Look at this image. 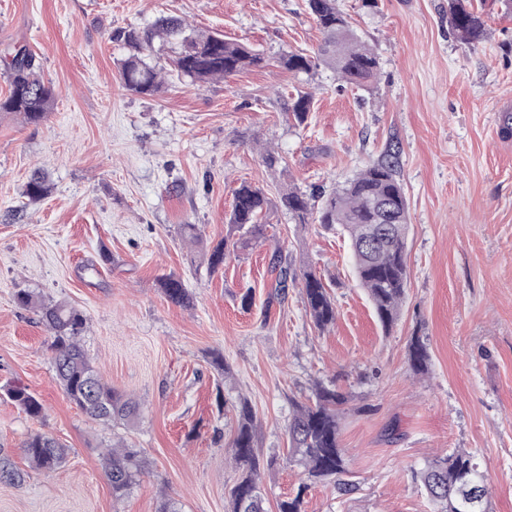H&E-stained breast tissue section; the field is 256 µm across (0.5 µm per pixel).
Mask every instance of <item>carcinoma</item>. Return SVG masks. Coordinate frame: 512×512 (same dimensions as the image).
Instances as JSON below:
<instances>
[{"label": "carcinoma", "instance_id": "obj_1", "mask_svg": "<svg viewBox=\"0 0 512 512\" xmlns=\"http://www.w3.org/2000/svg\"><path fill=\"white\" fill-rule=\"evenodd\" d=\"M307 9L323 34V42L314 54L289 52L280 58V66L290 72L307 73L321 62L332 68L339 79L359 86L374 82L379 67L376 55L350 29L347 14L337 0H306ZM448 28L462 43L475 46L486 40L488 30L483 14L474 0H448ZM110 38L122 43L127 55L120 61L124 86L135 93L153 95L162 89L160 70L148 62L155 41L176 45L171 68L196 84L226 79L240 71L262 65L264 58L248 44L227 39L222 34L196 32L185 19L162 14L147 29H115ZM3 77L10 93L0 99V112H18L30 123H40L52 111L54 86L41 75V63L24 47L7 51L0 58ZM313 96L300 92L288 106L295 124H306ZM49 192L44 176L34 173L25 186V195L40 200ZM288 214L295 224H323L339 227L347 236L353 268L361 286L374 305L378 322L390 329L397 321L408 285L406 240L409 231L408 203L398 172V153L386 152L352 179L326 195L319 189L306 194L295 186L285 188L277 201L252 183L243 182L234 192L229 224L231 229L208 257L216 271L224 262L267 236L261 217L271 208ZM379 228V235L367 241L368 231ZM276 273V296L285 299L288 288L302 281L306 308L314 325L324 330L336 321V305L330 284L312 271L297 274L281 252L270 258ZM166 298L179 306H188L191 295L183 281L168 276L162 282ZM17 304L34 308L40 323L50 333L49 350L54 377L66 397L89 419L113 426L130 422L140 405L103 381L81 344L86 317L65 302H46L34 292L22 289L15 294ZM429 355L422 337H411L408 362L416 374L426 372ZM6 397L31 418H40L43 405L23 383L5 389ZM346 396L321 383L306 403H294L288 420V462L303 468L306 479L296 490L276 504L277 512H305L304 498L310 484L329 482L340 492L354 490L349 479L345 450L340 448V406ZM234 435L228 444L232 459L243 467V474L230 492V512H266L260 470H273L276 458L263 460L256 446V416L250 401L239 398L233 405ZM25 457L35 468L51 472L66 460L65 446L54 436L37 432L23 445ZM105 469L112 497L124 498L140 481L146 469L139 453L121 443L108 449ZM484 469L471 451L456 449L437 456L413 472L415 480L435 506L434 512H491L490 496L473 504L466 479Z\"/></svg>", "mask_w": 512, "mask_h": 512}]
</instances>
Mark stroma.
Returning <instances> with one entry per match:
<instances>
[{"mask_svg":"<svg viewBox=\"0 0 512 512\" xmlns=\"http://www.w3.org/2000/svg\"><path fill=\"white\" fill-rule=\"evenodd\" d=\"M338 4L379 60L374 84L280 66L282 53L322 40L306 0H0V51L26 47L56 91L42 123L0 112V389L22 382L44 407L36 421L0 393V450L25 472L0 483V512H155L163 497L179 512H228L241 471L220 402L246 396L261 454L282 455L292 400L307 401L319 382L348 395L341 444L359 489L341 497L314 485L306 512H433L412 471L456 448L487 470L493 512H512V13L484 0L489 38L470 48L448 32V0H378L371 12L361 0ZM163 12L249 44L266 66L200 87L167 72L159 49L151 62L166 71L163 89L127 91V51L110 34ZM301 91L314 109L297 126L286 111ZM393 145L410 227L408 288L390 333L340 230L274 209L265 243L209 270L241 182L273 200L289 184L328 191ZM267 148L279 167L263 164ZM37 170L50 192L31 201L23 190ZM277 249L294 270L332 280V327L314 326L298 285L265 310ZM170 275L190 306L165 297ZM24 288L84 313V348L106 382L140 402L137 420L108 427L68 400L48 331L14 300ZM416 334L430 354L422 376L407 359ZM215 350L228 375L212 368ZM37 431L66 444L59 469H29L22 445ZM120 440L148 474L117 500L102 454Z\"/></svg>","mask_w":512,"mask_h":512,"instance_id":"35a3bbf8","label":"stroma"}]
</instances>
